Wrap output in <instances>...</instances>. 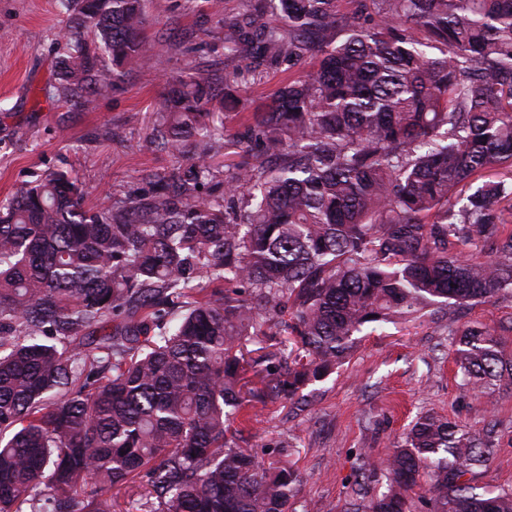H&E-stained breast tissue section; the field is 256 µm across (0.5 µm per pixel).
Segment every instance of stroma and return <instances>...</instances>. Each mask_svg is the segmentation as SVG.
<instances>
[{"instance_id": "35a3bbf8", "label": "stroma", "mask_w": 512, "mask_h": 512, "mask_svg": "<svg viewBox=\"0 0 512 512\" xmlns=\"http://www.w3.org/2000/svg\"><path fill=\"white\" fill-rule=\"evenodd\" d=\"M146 24L151 67L129 71L117 89L86 110L59 101L55 64L66 50L61 37L68 15L58 0H0V202L22 186L66 171L83 186L87 206L127 195H147L174 165L158 146L157 108L167 80L186 61L233 76L244 108L224 115L233 137L289 76L311 70L267 66L261 80L224 54L217 22L245 12L248 0H161ZM482 323L494 328L512 356V301L456 309L452 319L424 314L406 324L365 328L361 341L336 373L315 386L310 406L286 403L243 407L232 424L264 464L288 463L301 482L295 512H346L349 504L382 491L378 474H362L400 442L416 416L442 415L478 433L494 430L486 466L472 475L477 492L512 489V380L493 394L463 387L451 330Z\"/></svg>"}]
</instances>
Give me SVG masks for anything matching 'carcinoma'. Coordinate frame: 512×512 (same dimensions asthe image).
I'll return each instance as SVG.
<instances>
[{
	"instance_id": "1",
	"label": "carcinoma",
	"mask_w": 512,
	"mask_h": 512,
	"mask_svg": "<svg viewBox=\"0 0 512 512\" xmlns=\"http://www.w3.org/2000/svg\"><path fill=\"white\" fill-rule=\"evenodd\" d=\"M146 2L62 0L59 99L87 108L148 63ZM338 3L256 0L222 20L253 75L319 59L255 113L239 142L261 157L222 201L193 191L242 100L188 62L158 109L176 164L149 200L87 209L61 171L0 206V512H116L136 478L148 512H292L297 470L262 467L227 425L244 401L304 399L372 324L512 298V181L459 203L512 169V0ZM204 280L224 288L166 320ZM456 335L466 384L512 379L489 327ZM492 434L417 417L367 464L385 490L352 512H412L414 491L429 512H512V490L466 479Z\"/></svg>"
}]
</instances>
